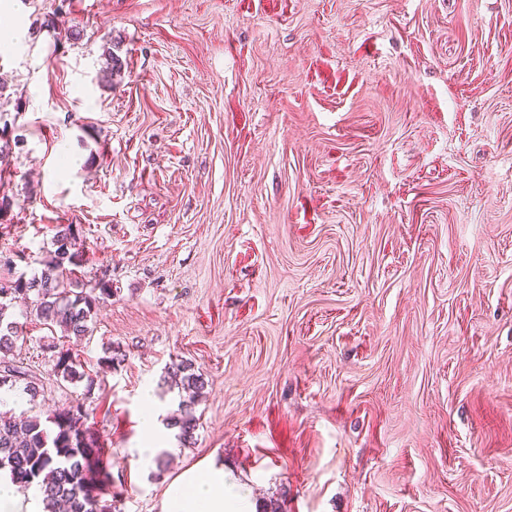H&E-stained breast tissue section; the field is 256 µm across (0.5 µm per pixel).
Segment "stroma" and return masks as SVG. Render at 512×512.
Returning a JSON list of instances; mask_svg holds the SVG:
<instances>
[{"instance_id":"obj_1","label":"stroma","mask_w":512,"mask_h":512,"mask_svg":"<svg viewBox=\"0 0 512 512\" xmlns=\"http://www.w3.org/2000/svg\"><path fill=\"white\" fill-rule=\"evenodd\" d=\"M2 196L0 250L76 224L112 280L80 340L13 307L9 410L84 398L121 512L212 462L283 512H512V0H0ZM48 343L126 360L89 392ZM164 382L171 387H177L181 393L187 394V399L180 401L179 413L173 416L167 426L179 430L177 438L182 447L191 445L194 441L197 421L195 406L207 386L204 374L195 369L194 364L187 360L172 362L164 376Z\"/></svg>"}]
</instances>
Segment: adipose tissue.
Here are the masks:
<instances>
[{"instance_id": "1", "label": "adipose tissue", "mask_w": 512, "mask_h": 512, "mask_svg": "<svg viewBox=\"0 0 512 512\" xmlns=\"http://www.w3.org/2000/svg\"><path fill=\"white\" fill-rule=\"evenodd\" d=\"M164 512H256L251 491L223 466L185 470L170 485Z\"/></svg>"}]
</instances>
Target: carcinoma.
<instances>
[{
	"label": "carcinoma",
	"instance_id": "cac0c4a2",
	"mask_svg": "<svg viewBox=\"0 0 512 512\" xmlns=\"http://www.w3.org/2000/svg\"><path fill=\"white\" fill-rule=\"evenodd\" d=\"M78 239L79 225L58 226L55 249L35 260L39 269L0 280V390L21 383L23 393L33 401L43 389L30 368L8 358L16 342L25 339L23 325L8 314L14 300L28 301L29 315L46 325H58L66 337L93 333L98 305L112 296V282L91 283L75 276L81 257ZM44 352L55 376L72 384L84 381L86 392L92 391L97 376L78 370L81 363L70 350L52 344ZM164 382L187 394L168 426L178 429L181 446L190 445L198 426L195 406L207 386L204 374L192 362L180 360L168 367ZM103 456L104 448L80 401L54 410L44 421L38 415L20 419L0 415V473L22 491L39 489L45 512H120Z\"/></svg>",
	"mask_w": 512,
	"mask_h": 512
}]
</instances>
